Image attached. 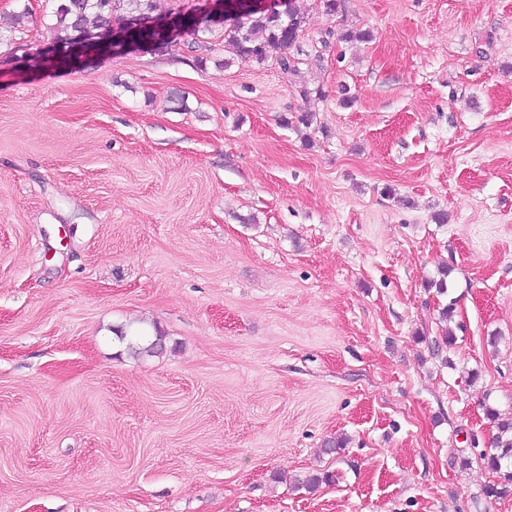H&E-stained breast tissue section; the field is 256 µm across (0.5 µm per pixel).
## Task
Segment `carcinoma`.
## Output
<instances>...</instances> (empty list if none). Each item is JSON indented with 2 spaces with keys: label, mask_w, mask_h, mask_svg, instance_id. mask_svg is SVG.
Returning a JSON list of instances; mask_svg holds the SVG:
<instances>
[{
  "label": "carcinoma",
  "mask_w": 512,
  "mask_h": 512,
  "mask_svg": "<svg viewBox=\"0 0 512 512\" xmlns=\"http://www.w3.org/2000/svg\"><path fill=\"white\" fill-rule=\"evenodd\" d=\"M43 16L52 17L46 30L52 36L56 48L67 47L81 30H99L114 22L131 17L148 18L157 10V0H45ZM239 10L233 19L224 23V51L236 57L253 59L261 64L276 60L284 73L296 75L301 61L291 54L302 37L311 7L310 0H286L285 9L278 4L265 8L237 3ZM180 30L193 36L188 48L198 52H212L218 41L207 38L212 28L200 30L191 18L180 19ZM174 30L166 24L145 26L132 34L131 41L142 47L158 43L172 46ZM164 335L155 331L154 339L144 345L129 344L134 355L157 354L164 350ZM488 418L496 422L497 434L492 452L483 454L481 460L495 474L484 493L489 497L502 498L512 494V420H501L498 413L486 408ZM333 480L329 473L308 474L298 480L297 488L313 491L323 483Z\"/></svg>",
  "instance_id": "cac0c4a2"
}]
</instances>
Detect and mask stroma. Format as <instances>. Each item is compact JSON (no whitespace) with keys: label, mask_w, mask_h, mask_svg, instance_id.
<instances>
[{"label":"stroma","mask_w":512,"mask_h":512,"mask_svg":"<svg viewBox=\"0 0 512 512\" xmlns=\"http://www.w3.org/2000/svg\"><path fill=\"white\" fill-rule=\"evenodd\" d=\"M48 41L0 33V512H512V0L313 9L294 78ZM486 414L496 423L498 432L492 452L482 454L481 460L497 479L485 486L484 493L489 497L502 498L512 494V420H499L498 413L492 408H487Z\"/></svg>","instance_id":"1"}]
</instances>
